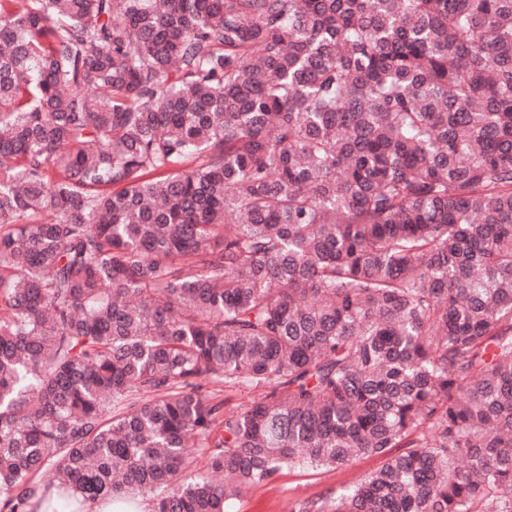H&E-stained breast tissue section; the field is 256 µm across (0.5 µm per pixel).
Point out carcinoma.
Here are the masks:
<instances>
[{
    "instance_id": "obj_1",
    "label": "carcinoma",
    "mask_w": 512,
    "mask_h": 512,
    "mask_svg": "<svg viewBox=\"0 0 512 512\" xmlns=\"http://www.w3.org/2000/svg\"><path fill=\"white\" fill-rule=\"evenodd\" d=\"M363 455L512 512V0H0V512Z\"/></svg>"
}]
</instances>
